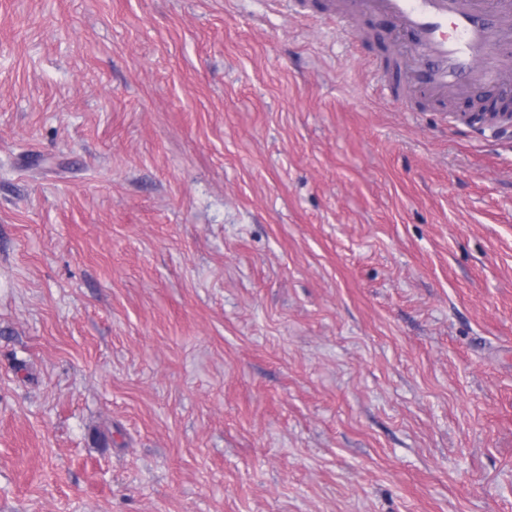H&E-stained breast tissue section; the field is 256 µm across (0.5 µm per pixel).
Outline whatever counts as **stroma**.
<instances>
[{
	"label": "stroma",
	"mask_w": 512,
	"mask_h": 512,
	"mask_svg": "<svg viewBox=\"0 0 512 512\" xmlns=\"http://www.w3.org/2000/svg\"><path fill=\"white\" fill-rule=\"evenodd\" d=\"M325 0H0V512H512V132Z\"/></svg>",
	"instance_id": "35a3bbf8"
}]
</instances>
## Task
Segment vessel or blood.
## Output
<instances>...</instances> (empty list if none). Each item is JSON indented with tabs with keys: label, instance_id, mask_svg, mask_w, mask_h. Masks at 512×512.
I'll return each instance as SVG.
<instances>
[{
	"label": "vessel or blood",
	"instance_id": "obj_1",
	"mask_svg": "<svg viewBox=\"0 0 512 512\" xmlns=\"http://www.w3.org/2000/svg\"><path fill=\"white\" fill-rule=\"evenodd\" d=\"M410 35L411 85L445 101L512 76V0H362Z\"/></svg>",
	"mask_w": 512,
	"mask_h": 512
}]
</instances>
